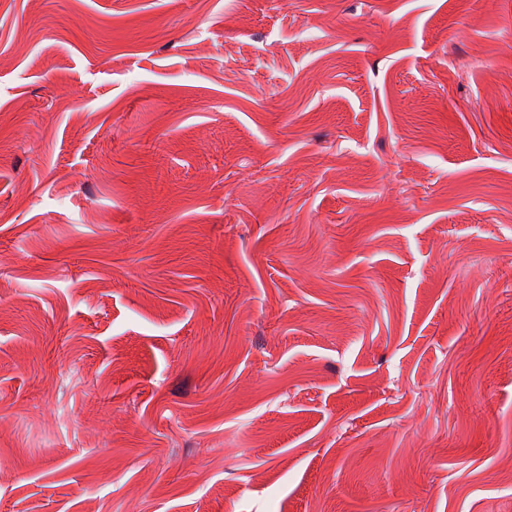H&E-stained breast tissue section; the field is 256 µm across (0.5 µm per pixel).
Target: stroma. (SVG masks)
Here are the masks:
<instances>
[{"instance_id":"stroma-1","label":"stroma","mask_w":512,"mask_h":512,"mask_svg":"<svg viewBox=\"0 0 512 512\" xmlns=\"http://www.w3.org/2000/svg\"><path fill=\"white\" fill-rule=\"evenodd\" d=\"M512 0H0V512H512Z\"/></svg>"}]
</instances>
